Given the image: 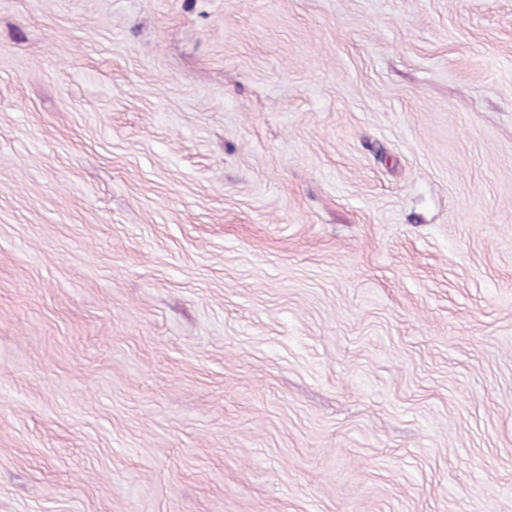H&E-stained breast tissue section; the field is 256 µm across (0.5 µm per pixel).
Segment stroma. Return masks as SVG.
I'll return each instance as SVG.
<instances>
[{
	"label": "stroma",
	"instance_id": "1",
	"mask_svg": "<svg viewBox=\"0 0 512 512\" xmlns=\"http://www.w3.org/2000/svg\"><path fill=\"white\" fill-rule=\"evenodd\" d=\"M0 512H512V0H0Z\"/></svg>",
	"mask_w": 512,
	"mask_h": 512
}]
</instances>
